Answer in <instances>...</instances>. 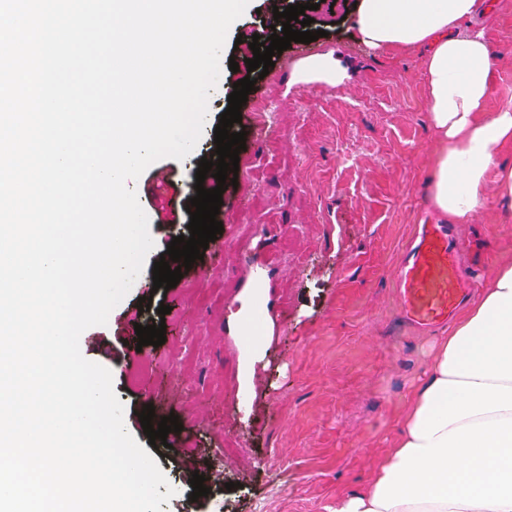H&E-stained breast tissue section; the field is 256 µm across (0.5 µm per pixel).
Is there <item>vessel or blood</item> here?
Wrapping results in <instances>:
<instances>
[{"instance_id": "1", "label": "vessel or blood", "mask_w": 512, "mask_h": 512, "mask_svg": "<svg viewBox=\"0 0 512 512\" xmlns=\"http://www.w3.org/2000/svg\"><path fill=\"white\" fill-rule=\"evenodd\" d=\"M461 244L444 224L422 225L406 251L396 287L404 319L416 326L446 324L465 303L471 287L459 274Z\"/></svg>"}]
</instances>
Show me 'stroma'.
Instances as JSON below:
<instances>
[{
	"label": "stroma",
	"mask_w": 512,
	"mask_h": 512,
	"mask_svg": "<svg viewBox=\"0 0 512 512\" xmlns=\"http://www.w3.org/2000/svg\"><path fill=\"white\" fill-rule=\"evenodd\" d=\"M266 0H257L231 29L213 97L227 103L246 77L236 39L271 35ZM322 36L275 56L241 108L246 149L236 183H225L224 250L205 254L206 277L184 271L163 292L170 306L166 341L138 347L144 315L139 299L154 293L139 276L108 321L86 329V359L107 367L125 407V426L164 473L181 485L186 456L213 478L211 494L189 491L163 512H333L339 498L367 485L392 447L412 392L443 329L407 327L398 318L394 273L420 224L441 221L428 200L429 163L437 140L429 123L424 51L371 48L360 42L351 8L311 11ZM491 44L496 89L488 112L512 101V0L461 24ZM329 53L348 70L343 83L306 89L294 81L299 54ZM239 62L231 71L230 62ZM273 102L270 120L255 107ZM277 139L276 155L267 151ZM169 170V212L189 207V169L162 158ZM131 184L147 205L154 170ZM470 242L468 273L486 285L497 265L512 263V210L495 192L456 221ZM260 268L253 289L245 273ZM257 293L268 332L241 335L230 316L239 296ZM260 345L254 394L240 371ZM153 405L177 416L183 429L151 445L138 414Z\"/></svg>",
	"instance_id": "1"
}]
</instances>
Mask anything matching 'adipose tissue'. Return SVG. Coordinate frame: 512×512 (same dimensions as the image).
<instances>
[{"label":"adipose tissue","instance_id":"obj_1","mask_svg":"<svg viewBox=\"0 0 512 512\" xmlns=\"http://www.w3.org/2000/svg\"><path fill=\"white\" fill-rule=\"evenodd\" d=\"M478 0H360L357 31L373 48L429 44L428 112L439 148L430 201L443 216L473 214L488 180L512 197V103L486 106L495 91L483 32H458ZM335 512H512V263L449 326L370 484Z\"/></svg>","mask_w":512,"mask_h":512}]
</instances>
